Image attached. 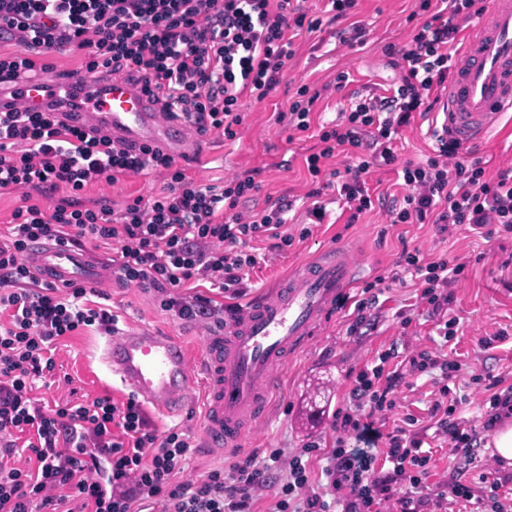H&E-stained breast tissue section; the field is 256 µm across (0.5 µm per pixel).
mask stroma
<instances>
[{
	"instance_id": "obj_1",
	"label": "stroma",
	"mask_w": 512,
	"mask_h": 512,
	"mask_svg": "<svg viewBox=\"0 0 512 512\" xmlns=\"http://www.w3.org/2000/svg\"><path fill=\"white\" fill-rule=\"evenodd\" d=\"M415 8L414 0H359L356 18L368 33L364 45L348 48L339 45L334 27L295 42L296 54L277 90L264 102L244 101L245 114L239 138L224 140L218 134L195 138L194 146L205 155L203 166H190L188 173L198 183L216 188L224 180L247 169H262L260 191L242 199L238 209L247 212L263 207L269 197L290 195L298 202L288 215L287 230L293 236L291 247L279 250L270 242L253 241L256 266L250 270L238 293H219L207 285L181 288L182 296L207 295L216 304L243 307L301 261L335 245L367 256L374 275L394 270L403 247L419 249L425 259L448 257L450 263L465 264V276L451 285L454 301L448 311L457 318V333L452 341L439 336L437 322L429 318L417 297L422 285L407 281L393 286L384 295L374 328L359 336H350L346 328L360 287L351 288L346 304L338 310L320 336L295 355L279 370L281 391L271 416L249 431L242 447L225 450L205 445L200 436L203 420V396L195 394L182 417L173 419L157 412L148 417L158 431L170 428L189 435L193 451L177 475L178 480L195 479L217 467H228L253 457L265 460L271 451H281L283 459L272 476L273 484L259 490L256 508L269 512L275 503L274 486L288 476L292 452L313 442L332 447L336 438L334 414L349 399L351 371L374 360L377 353L394 348L401 353L429 351L443 360H459L463 368L454 390L464 397L465 415L472 425H479L482 409L489 397L483 386L474 384L472 375L505 376L512 383V237L490 239L466 229L438 233L431 224H394L383 208L349 223L347 213L337 204L327 206L323 223L308 225L306 207L299 199L305 193L306 172L300 155L304 144L289 141L288 130L275 121L287 105L298 84L321 86L332 82L336 73L349 72L350 90L383 93L396 82L398 73L388 63L387 46L407 41L411 25L407 17ZM443 119L439 112L415 117L395 144L399 161L422 162L433 156L435 142L431 132ZM512 139V119H499L482 142L466 147L464 159L482 160L488 173L512 167V154L502 149ZM108 304L117 317V328L148 327L181 336L192 353H199L206 334L214 329L215 319L199 317L182 320L162 306V294L135 286L122 287L111 282L103 285ZM406 310L410 325H401L399 310ZM104 336L95 330L61 340L56 349V369L49 387L39 388L38 396L63 402H87L108 396L127 400L129 392L118 378L112 377L100 360ZM437 387L426 375H406L398 392V406L386 421L395 427L406 415L426 419L427 408ZM461 468L463 478L480 485L482 476L495 471L509 472L512 466L500 464L493 453L490 436L477 441L472 463L458 464L447 442H438L432 450V469L426 488L419 494L433 498L454 468Z\"/></svg>"
}]
</instances>
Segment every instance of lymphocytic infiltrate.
Instances as JSON below:
<instances>
[{
	"label": "lymphocytic infiltrate",
	"mask_w": 512,
	"mask_h": 512,
	"mask_svg": "<svg viewBox=\"0 0 512 512\" xmlns=\"http://www.w3.org/2000/svg\"><path fill=\"white\" fill-rule=\"evenodd\" d=\"M483 0H418L410 17L408 41L387 49L398 80L390 95L352 92L349 106L334 124H315L324 96L321 89L297 88L277 120L297 135L311 134L317 144L304 158L305 198L312 223H322L325 190L349 210L351 221L374 210L376 200L365 177L371 169L399 165L406 190L402 207L391 208L395 224H433L480 231L497 225L512 234V167L488 175L478 160L463 162L456 141H441L423 163H398L394 141L416 113L433 111V92L446 91L460 50V33L482 16ZM321 19L309 17L297 0H0V85L20 71L32 77L66 78L53 55L76 60V73L93 83L124 78L149 95L168 120L191 123L196 135L221 134L232 140L242 125L243 98L261 102L280 84L302 33L320 31ZM343 155L344 170L323 179L326 160ZM130 175L155 176L162 185L114 206L89 200L86 190ZM258 170L225 180L222 192L198 184L185 166L161 148L128 147L110 133L69 122L67 104L50 103L40 112L16 107L0 112V193L16 192L20 203L0 240V512H63L70 498L79 512H140L158 501L162 512H255L257 492L276 470L280 455L256 462L248 457L231 472L216 468L197 479L176 473L191 452L185 433H157L135 398L118 403L103 396L88 404H50L32 394L37 380L51 376L59 340L84 328L111 332L116 318L94 301V289L70 285L68 293L39 282L25 256L36 241L63 244L89 238L115 245L116 280L164 293L163 306L182 319L195 318L209 304L187 301L171 291L205 281L220 292L238 287L243 272L257 263L247 246L259 239L293 243L284 233L289 207L268 200L264 209L242 215V198L259 191ZM392 277L365 283L356 301L349 334L370 318L385 282L404 275L423 282L421 298L432 315L444 316L453 296L449 283L464 274L445 258L425 260L419 250H403ZM390 352L354 377L348 406L338 409L332 448L308 445L288 463V480L271 512H420L425 501L409 496L421 488L431 467L424 451L430 436H444L454 455L471 460L479 432H492L512 418V384L504 377L487 383L491 395L481 426L458 417L461 403L449 382L460 365L422 352L410 357L411 369L440 370V400L429 408L431 427L405 426L383 432L376 414L395 408L400 378L388 370ZM24 448L35 467L16 465ZM321 457L324 491L311 486L313 457ZM506 478L475 488L452 477L456 500L476 501L489 512H512V498L500 497Z\"/></svg>",
	"instance_id": "lymphocytic-infiltrate-1"
}]
</instances>
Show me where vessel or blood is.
<instances>
[{
    "label": "vessel or blood",
    "instance_id": "1",
    "mask_svg": "<svg viewBox=\"0 0 512 512\" xmlns=\"http://www.w3.org/2000/svg\"><path fill=\"white\" fill-rule=\"evenodd\" d=\"M62 99L77 104L76 124L129 143L177 152L190 136L189 124L163 119L147 96L120 78L94 85L21 73L0 91V107L17 103L41 110ZM505 112H512V0H490L486 20L465 37L436 132L473 143ZM26 262L39 280L59 286L93 284L110 271L88 252L53 240L32 244ZM359 272L347 253L333 247L301 264L272 295L251 300L213 329L198 367H191L178 336L148 328L108 334L101 361L137 398L170 417L182 415L197 382H204V440L218 447L239 445L249 426L268 415L278 368L316 335Z\"/></svg>",
    "mask_w": 512,
    "mask_h": 512
}]
</instances>
